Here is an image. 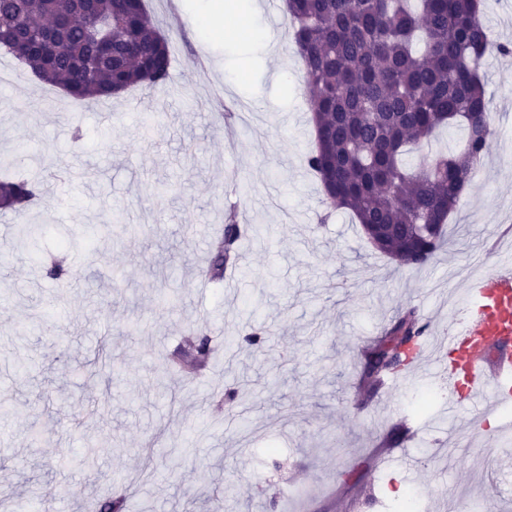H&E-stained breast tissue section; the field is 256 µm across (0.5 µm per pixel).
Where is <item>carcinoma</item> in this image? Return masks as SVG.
<instances>
[{
	"instance_id": "1",
	"label": "carcinoma",
	"mask_w": 512,
	"mask_h": 512,
	"mask_svg": "<svg viewBox=\"0 0 512 512\" xmlns=\"http://www.w3.org/2000/svg\"><path fill=\"white\" fill-rule=\"evenodd\" d=\"M286 13L317 136L307 165L325 200L352 212L380 253L426 264L446 244L448 216L492 136L482 69L491 49L507 48L489 42L481 0H286ZM0 49L79 101L169 76V41L144 0H0ZM446 127L462 130L461 145L429 148ZM33 196L27 179L0 180V208L20 211ZM241 236L230 217L211 278H223ZM421 334L408 309L365 351L363 402L385 372L406 366ZM210 353L201 331L183 355L203 362Z\"/></svg>"
}]
</instances>
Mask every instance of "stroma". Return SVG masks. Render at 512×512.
I'll list each match as a JSON object with an SVG mask.
<instances>
[{"mask_svg":"<svg viewBox=\"0 0 512 512\" xmlns=\"http://www.w3.org/2000/svg\"><path fill=\"white\" fill-rule=\"evenodd\" d=\"M174 2L145 0L169 39L161 86L87 105L0 52V159L39 181L25 217L0 209V512H96L110 490L141 512H210L218 496L226 512L362 497L363 512H397L408 488L505 512L512 465L486 456L467 411H417L425 376L367 403L358 379L362 338L413 307L437 344L467 283L512 260V54L487 57L494 134L447 246L403 266L324 205L306 166L311 104L285 9L242 44L194 28L195 0ZM232 207L245 229L233 273L201 281ZM118 215L133 230L116 242L101 227ZM23 221L36 232L19 249ZM57 260L68 280L32 278ZM201 326L207 364H175ZM255 330L262 347L226 346ZM215 387L240 389L235 406L209 399ZM403 416L420 429L414 463L376 467Z\"/></svg>","mask_w":512,"mask_h":512,"instance_id":"obj_1","label":"stroma"}]
</instances>
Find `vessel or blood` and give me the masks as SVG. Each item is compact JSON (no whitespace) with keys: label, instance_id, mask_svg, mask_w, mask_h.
I'll use <instances>...</instances> for the list:
<instances>
[{"label":"vessel or blood","instance_id":"b4317fda","mask_svg":"<svg viewBox=\"0 0 512 512\" xmlns=\"http://www.w3.org/2000/svg\"><path fill=\"white\" fill-rule=\"evenodd\" d=\"M431 374L451 391L449 409H473L479 428L512 399L511 263L469 281Z\"/></svg>","mask_w":512,"mask_h":512}]
</instances>
